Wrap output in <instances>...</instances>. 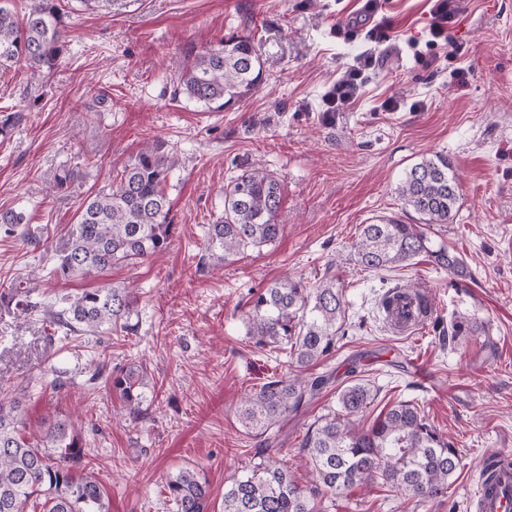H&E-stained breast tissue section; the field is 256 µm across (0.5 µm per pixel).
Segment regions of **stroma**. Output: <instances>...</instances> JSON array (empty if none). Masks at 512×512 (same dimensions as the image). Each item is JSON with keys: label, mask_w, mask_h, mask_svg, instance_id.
Returning a JSON list of instances; mask_svg holds the SVG:
<instances>
[{"label": "stroma", "mask_w": 512, "mask_h": 512, "mask_svg": "<svg viewBox=\"0 0 512 512\" xmlns=\"http://www.w3.org/2000/svg\"><path fill=\"white\" fill-rule=\"evenodd\" d=\"M64 50L52 70L17 62L0 72V107L21 120L0 139V212L26 217L24 235L0 232V291L37 272L45 304L82 288L126 285L138 301L134 336H85L46 345L42 314L19 321L0 309V395L19 398L27 428L69 416L106 488L111 512H175L167 478L196 470L210 484V512L244 473L258 441L236 417L241 398L285 372L281 351L246 338L252 291L291 275L315 285L334 265L346 315L364 322L320 365L331 384L269 442L307 483L299 443L308 423L336 405V390L360 378L378 387L365 414L399 401L418 404L452 437L462 457L447 497L410 499L382 483L324 500L321 512H475L483 453H512V0H457L447 42L430 46L428 0H385L392 24L382 43L362 0H115L111 13L68 0ZM352 26L354 35L337 34ZM253 35L263 69L259 90L212 112L175 96L195 54L230 34ZM377 63L357 101L325 114L323 96L363 52ZM394 96L402 107L385 112ZM420 111H411L413 102ZM159 140L178 164L167 194L176 230L168 249L84 281L54 272L55 253L79 204L109 189L143 143ZM447 156L459 209L432 240L465 262L461 287L420 256L381 272L351 261L359 227L382 216L413 223L396 188L422 158ZM262 166L279 182L278 239L232 263L200 265L207 224L224 210V189ZM72 169L65 190L55 177ZM424 285L434 320L470 315L481 329L455 340L432 327L394 334L380 299L394 286ZM109 372L147 367L139 419L119 416L106 377L90 383L95 359ZM64 385L52 384L53 370Z\"/></svg>", "instance_id": "1"}]
</instances>
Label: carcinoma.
Here are the masks:
<instances>
[{
    "instance_id": "cac0c4a2",
    "label": "carcinoma",
    "mask_w": 512,
    "mask_h": 512,
    "mask_svg": "<svg viewBox=\"0 0 512 512\" xmlns=\"http://www.w3.org/2000/svg\"><path fill=\"white\" fill-rule=\"evenodd\" d=\"M64 5L61 0H30L22 19L0 6V68L23 60L35 69H52L63 51ZM262 63L249 36H231L194 57L178 77L179 92L222 112L257 91ZM176 159L159 141L148 143L124 166L109 190L83 201L68 238L56 253L55 273L90 278L114 266L134 263L167 250L174 233L168 222L165 193ZM404 209L419 216L406 224L383 217L362 226L352 261L376 272L427 255L451 274L465 278L462 258L433 246L428 228L446 224L457 212L456 176L448 158L434 155L412 165L397 189ZM281 207L278 181L261 167L243 171L224 189V214L208 225L205 255L200 263H226L250 249L274 242ZM23 214L0 212V227L18 231ZM38 279L15 281L3 295L16 317L44 312L53 335L135 336L131 316L137 296L126 286L84 289L65 296L57 310H41L35 300ZM246 313V336L257 349L285 353L288 375L274 376L250 392L237 408L247 432L261 438L288 416L317 398L330 377L313 373L322 360L336 354L348 334L343 287L327 266L312 288L284 277L253 293ZM466 316L448 326L456 338L474 333ZM149 386L146 370L137 365L112 374L111 389L132 416L141 413ZM378 390L355 379L337 391V408L318 416L307 428L300 453L311 469L312 482L299 485L281 459L259 453L246 474L224 489V512H319L318 500L379 478L420 501L448 495L450 479L460 467L455 442L439 433L420 408L401 402L369 425L360 417ZM22 404L0 397V512H111L110 498L85 461L83 442L67 420L45 421L37 436H27ZM164 492L175 512H208L211 488L193 470L167 479Z\"/></svg>"
}]
</instances>
